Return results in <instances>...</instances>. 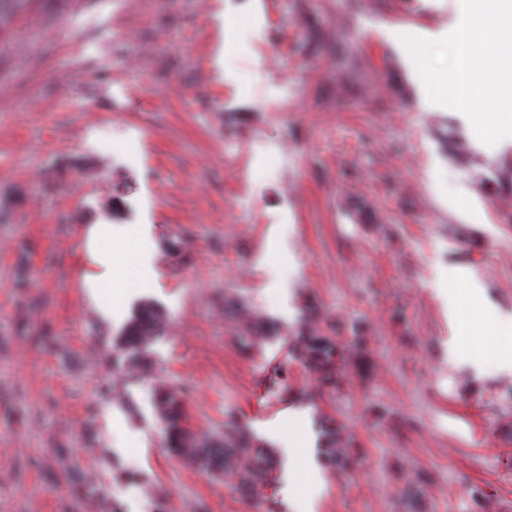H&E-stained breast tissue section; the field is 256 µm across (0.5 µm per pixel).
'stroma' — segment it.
<instances>
[{
  "mask_svg": "<svg viewBox=\"0 0 512 512\" xmlns=\"http://www.w3.org/2000/svg\"><path fill=\"white\" fill-rule=\"evenodd\" d=\"M460 0H11L0 24V512H512V139L426 106L393 37ZM149 265L104 322L88 224ZM457 281L448 295L449 281ZM146 301L151 369L125 357ZM350 355L319 387L298 337ZM236 419L278 464L176 456ZM262 393L264 414L254 412ZM356 456L320 455L325 425ZM163 321L164 314L157 306L143 303L124 330L122 349L132 364L145 371L149 368L147 347L160 334ZM156 411L166 426L171 447L179 456L200 461L213 471L241 472L242 487L247 491L264 484L270 477V457L254 448L250 434L239 424L225 425L224 437L216 441H197L185 426L183 405L178 395L165 388L157 392Z\"/></svg>",
  "mask_w": 512,
  "mask_h": 512,
  "instance_id": "35a3bbf8",
  "label": "stroma"
}]
</instances>
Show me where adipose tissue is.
Instances as JSON below:
<instances>
[{
  "mask_svg": "<svg viewBox=\"0 0 512 512\" xmlns=\"http://www.w3.org/2000/svg\"><path fill=\"white\" fill-rule=\"evenodd\" d=\"M117 246L112 236V227L108 224H92L87 228L85 252L94 266L93 272L84 278L87 298L104 321H111L112 309L120 300L113 295L115 276L121 275L128 280H138L144 270L136 261H128L122 267H115L112 254Z\"/></svg>",
  "mask_w": 512,
  "mask_h": 512,
  "instance_id": "1",
  "label": "adipose tissue"
}]
</instances>
